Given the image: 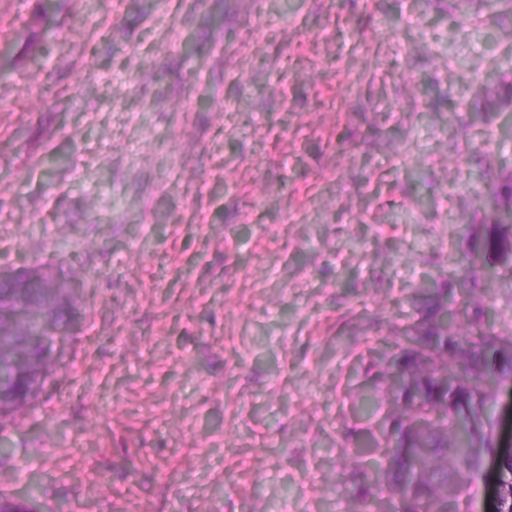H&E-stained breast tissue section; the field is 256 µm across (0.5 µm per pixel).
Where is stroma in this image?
Here are the masks:
<instances>
[{"label": "stroma", "mask_w": 512, "mask_h": 512, "mask_svg": "<svg viewBox=\"0 0 512 512\" xmlns=\"http://www.w3.org/2000/svg\"><path fill=\"white\" fill-rule=\"evenodd\" d=\"M37 3L0 0V269L83 288L37 399L0 418V498L350 512L380 353L473 300L494 236L475 195L512 139L468 78L506 49L495 13L55 0L39 25ZM480 287L512 334V259Z\"/></svg>", "instance_id": "obj_1"}]
</instances>
